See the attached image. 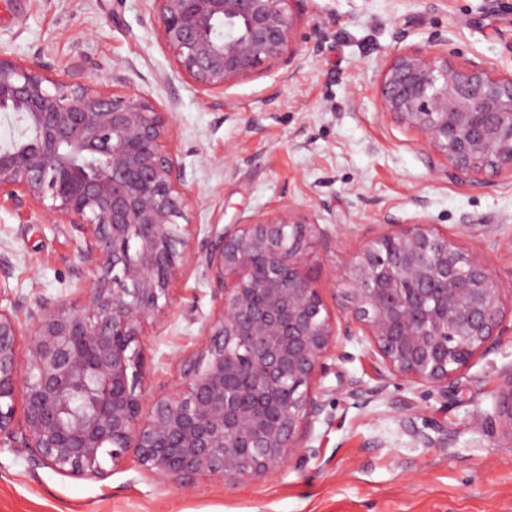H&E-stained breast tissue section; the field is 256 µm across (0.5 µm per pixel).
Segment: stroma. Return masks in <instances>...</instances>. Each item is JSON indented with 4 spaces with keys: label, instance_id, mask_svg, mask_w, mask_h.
<instances>
[{
    "label": "stroma",
    "instance_id": "stroma-1",
    "mask_svg": "<svg viewBox=\"0 0 512 512\" xmlns=\"http://www.w3.org/2000/svg\"><path fill=\"white\" fill-rule=\"evenodd\" d=\"M9 2L0 52L86 83L120 70L129 87L175 112L193 248L211 225L299 206L336 226L335 246H313L307 267L338 316L349 256L385 220L426 222L465 250L484 249L512 322V175L468 178L432 163L380 95L385 69L408 49L512 72V0H293L296 54L226 86L220 107L179 73L154 0ZM82 248L71 226L1 199L0 305L25 315L74 294L92 275ZM166 307V320L136 342L149 399L202 350L217 302L201 269L182 271ZM329 365L324 411L302 454L274 475L235 486L199 476L181 487L154 480L131 453L105 480L75 479L0 447V512H512V443L493 419L512 336L441 387L382 376L361 335L340 339ZM354 380L369 392L366 406L348 395Z\"/></svg>",
    "mask_w": 512,
    "mask_h": 512
}]
</instances>
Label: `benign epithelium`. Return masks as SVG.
<instances>
[{"instance_id": "obj_1", "label": "benign epithelium", "mask_w": 512, "mask_h": 512, "mask_svg": "<svg viewBox=\"0 0 512 512\" xmlns=\"http://www.w3.org/2000/svg\"><path fill=\"white\" fill-rule=\"evenodd\" d=\"M155 2L179 72L210 93L281 59L296 38L291 0ZM125 83L116 70L100 85L67 81L38 57L0 52V112L17 130L0 144V197L75 228L92 270L76 296L41 303L26 327L0 307V446L64 476L104 479L132 450L160 481L237 484L305 447L340 337L361 330L392 374L440 385L512 334L484 252L423 222L391 224L350 258L341 327L306 264L311 245L328 248L335 234L295 205L211 225L196 255L177 222L192 199L172 148L175 113ZM381 94L455 173L512 172V74L401 52ZM197 262L217 312L202 352L146 406L131 345L145 323L165 320L161 299ZM83 391L87 409L64 420ZM495 399L512 439V369Z\"/></svg>"}]
</instances>
